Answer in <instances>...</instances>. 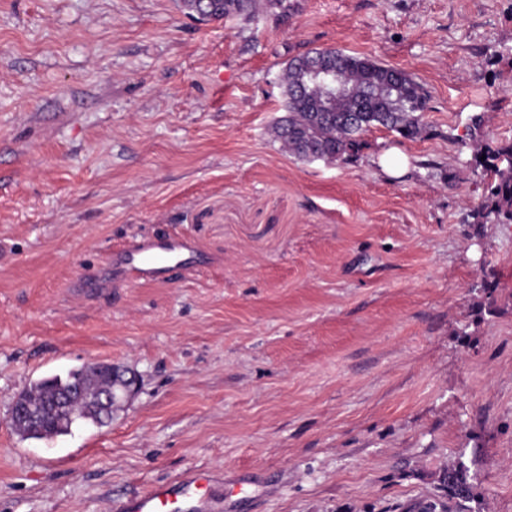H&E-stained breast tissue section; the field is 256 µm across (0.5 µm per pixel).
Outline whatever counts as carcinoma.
<instances>
[{
    "label": "carcinoma",
    "mask_w": 512,
    "mask_h": 512,
    "mask_svg": "<svg viewBox=\"0 0 512 512\" xmlns=\"http://www.w3.org/2000/svg\"><path fill=\"white\" fill-rule=\"evenodd\" d=\"M255 0H210L207 20H222L230 15L246 21L255 18ZM336 55L340 77L354 91L350 99L336 101L329 97L326 82L304 71L287 66L282 83L288 124L277 126V136L288 149L302 159L342 161L354 156L362 145L361 136L372 127L394 130L406 139H414L425 129L423 117L428 96L407 73L388 86L389 67L368 57H359L332 49ZM475 167L494 181L490 195L477 208V218L493 219L502 224L512 223V143L498 148L488 145L476 150L472 157ZM112 385V371L107 366L92 371L71 370L62 378L58 375L38 380L22 392L32 410L44 412L55 399L70 395L77 389L86 390ZM74 420L59 414L37 421L17 424V432L26 438H47L67 434L79 422L95 423L100 413L95 399L81 394L74 399ZM467 468L448 473V488L462 498L469 495Z\"/></svg>",
    "instance_id": "carcinoma-1"
}]
</instances>
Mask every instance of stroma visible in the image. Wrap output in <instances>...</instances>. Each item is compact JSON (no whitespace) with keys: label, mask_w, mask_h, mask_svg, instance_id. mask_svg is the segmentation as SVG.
<instances>
[{"label":"stroma","mask_w":512,"mask_h":512,"mask_svg":"<svg viewBox=\"0 0 512 512\" xmlns=\"http://www.w3.org/2000/svg\"><path fill=\"white\" fill-rule=\"evenodd\" d=\"M0 0V512H108L204 469L206 512H512V224L470 143H512V0ZM411 74L426 132L349 160L278 138L290 60ZM206 266L87 288L119 241ZM89 362L107 425L24 439L12 404ZM465 464L471 495L446 477ZM254 2L255 0H211L206 21H219L230 15L252 21L255 18Z\"/></svg>","instance_id":"35a3bbf8"}]
</instances>
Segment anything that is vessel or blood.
<instances>
[{
	"instance_id": "obj_1",
	"label": "vessel or blood",
	"mask_w": 512,
	"mask_h": 512,
	"mask_svg": "<svg viewBox=\"0 0 512 512\" xmlns=\"http://www.w3.org/2000/svg\"><path fill=\"white\" fill-rule=\"evenodd\" d=\"M194 244L185 238L163 236L120 247L115 257L122 279L144 283L162 282L174 269H192ZM211 473L195 470L179 481L178 487L167 484L150 486L141 495L114 503L113 512H180L184 500H201L211 490Z\"/></svg>"
}]
</instances>
